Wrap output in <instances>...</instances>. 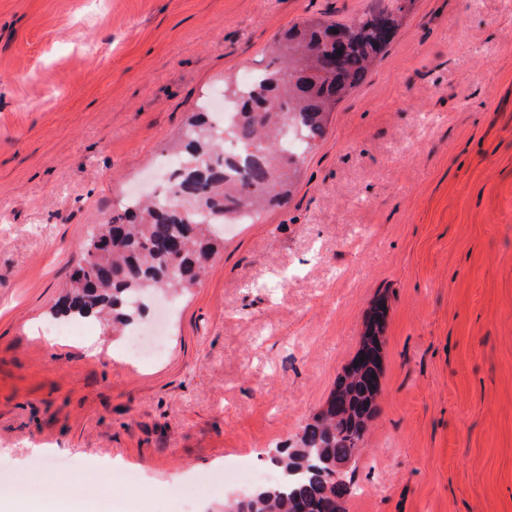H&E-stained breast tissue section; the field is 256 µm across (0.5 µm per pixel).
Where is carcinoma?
<instances>
[{
    "instance_id": "carcinoma-1",
    "label": "carcinoma",
    "mask_w": 512,
    "mask_h": 512,
    "mask_svg": "<svg viewBox=\"0 0 512 512\" xmlns=\"http://www.w3.org/2000/svg\"><path fill=\"white\" fill-rule=\"evenodd\" d=\"M404 6L363 14L343 27L346 42L323 45L332 25L314 21L289 29L275 56L248 83L224 80L235 104L228 122L190 121L173 151L178 168L162 194L124 200L87 231L81 263L56 304L57 319H100L129 325L156 291H183L200 283L217 253L219 229L251 221L282 203L295 174L300 146L322 137L325 114L367 78L376 56L391 43ZM338 66L321 74L327 60ZM237 152L224 155V140ZM385 300L367 321L355 356L337 375L324 404L291 444L274 448L279 477L224 498V512H346L355 494L351 478L333 476L341 462L360 456L368 422L377 412L386 328Z\"/></svg>"
}]
</instances>
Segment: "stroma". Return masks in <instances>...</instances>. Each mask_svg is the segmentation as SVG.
Here are the masks:
<instances>
[{
	"label": "stroma",
	"instance_id": "1",
	"mask_svg": "<svg viewBox=\"0 0 512 512\" xmlns=\"http://www.w3.org/2000/svg\"><path fill=\"white\" fill-rule=\"evenodd\" d=\"M394 0H0V471L108 512H217L224 465L295 438L389 305L346 512H512V8L409 0L287 201L232 224L166 351L39 332L89 225L225 74ZM53 467V487L37 475Z\"/></svg>",
	"mask_w": 512,
	"mask_h": 512
}]
</instances>
